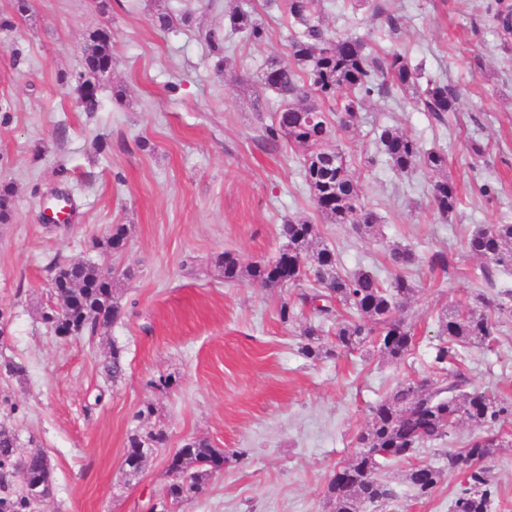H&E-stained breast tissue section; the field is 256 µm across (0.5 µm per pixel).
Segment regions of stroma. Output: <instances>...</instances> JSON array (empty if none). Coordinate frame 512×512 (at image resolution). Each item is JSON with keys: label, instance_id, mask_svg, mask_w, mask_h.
Wrapping results in <instances>:
<instances>
[{"label": "stroma", "instance_id": "obj_1", "mask_svg": "<svg viewBox=\"0 0 512 512\" xmlns=\"http://www.w3.org/2000/svg\"><path fill=\"white\" fill-rule=\"evenodd\" d=\"M251 2L267 30L259 43L231 30L228 0H27L23 14L14 0H0V19L13 23L0 31V188L13 191L11 216L0 223V307L11 311L0 359L27 369L19 380L0 376V397L22 409L14 415L1 405L0 421L21 447L36 445L51 461L53 493L42 512H147L170 480L169 455L193 438L229 459L202 494L169 512H332L327 484L355 452L369 406L404 377L431 376L439 314L512 290V272L496 273L491 286L479 279L464 247L478 226L512 224V43L490 20L495 0H368L358 8L327 0L330 31L366 36L381 59L401 48L423 78L459 95L443 125L391 88L367 100L356 131L339 132L353 158L375 157L356 168L362 200L379 217L366 238L323 222L297 148L264 137L278 98L259 90L257 76L288 61L292 27L278 0ZM160 13L172 17L170 29L155 26ZM217 26L220 56L205 39ZM98 29L110 32L112 71L100 81L99 110L88 113L69 80ZM385 127L447 154L461 195L455 215L434 212L426 171L400 174L378 155L375 134ZM474 142L483 149L476 160ZM57 194L68 200L65 224L44 219ZM294 218L317 224L343 274L362 269L390 280L394 244L423 257L447 252V271L422 264L410 273L416 292L401 315L414 344L403 362L370 345L309 360L300 323L279 319L281 300H297L298 288L225 282L219 255L232 252L244 265L274 257L281 224ZM113 224L127 225L126 250H90L91 235ZM55 258L130 270L115 282L125 315L108 333L61 340L47 332L39 309ZM114 345L127 364L116 383L100 368ZM457 367L466 391L512 402V321L496 342L462 350ZM163 373L176 376L173 389L148 387ZM146 402L168 441L130 477L124 453L132 416ZM501 435L508 446L494 470L493 512H512V423ZM441 463L431 445L382 464L398 503L366 512H451L461 475L445 476L428 499L415 498L404 480L412 466Z\"/></svg>", "mask_w": 512, "mask_h": 512}]
</instances>
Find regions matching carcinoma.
Returning <instances> with one entry per match:
<instances>
[{
	"mask_svg": "<svg viewBox=\"0 0 512 512\" xmlns=\"http://www.w3.org/2000/svg\"><path fill=\"white\" fill-rule=\"evenodd\" d=\"M284 13L302 26L290 42L291 62L270 63L258 76L259 83L277 94L279 107L274 120L265 126V138L276 143L286 140L301 151L304 178L313 203L324 220L331 224H349L362 236L376 234L378 217L362 201L359 183L352 172V159L334 143L335 129L357 128L365 101L385 84L412 95L418 107L444 123L457 110L458 94L448 85L433 79L421 82L403 52L395 50L383 60L374 56L360 37L333 35L323 25L324 0H284ZM232 30L245 34L253 42L266 35L265 26L253 14L252 6L235 5L227 14ZM91 53L84 59L83 74L92 75L100 64L112 60L109 39L96 31L89 35ZM381 153L392 169L412 172L424 168L433 174L431 205L443 218L457 212L460 204L458 186L448 178V158L437 149H425L412 136L391 127L378 134ZM282 248L292 261L290 280L280 273L282 254L261 259L243 267L230 252L221 254L217 264L224 280L233 282L244 277L266 288L300 285L313 279L316 287L299 295L300 305L286 300L279 308L280 320L294 322L307 309L302 336V354L313 360L352 352L370 337L381 356L400 363L409 354L414 336L400 315V306L414 294L416 286L407 271L419 263L418 255L397 244L389 257L397 269L387 283L369 271L342 275L337 269L335 253L317 242L315 225L304 219H290L281 225ZM126 227L113 224L91 242L108 253L124 249ZM468 253L481 261L479 271L485 282L493 281L499 270H512V224H489L472 232L465 242ZM50 298L55 309L68 323L85 320L81 334L96 336L112 327L122 314L114 297V277H106L93 263L47 265ZM479 304L459 303L440 317V344L435 348L433 364L438 378L417 383L401 379L392 392L369 408V423L357 438V450L345 464L347 481L331 478L327 498L333 512H365L375 504H390L396 492L376 470L386 461L414 455L426 444L444 443L456 425L464 421L472 429L467 446L460 452L442 451V466H417L405 476L416 498L431 496L445 473L464 476V487L454 499L455 512H491L496 495L491 476L492 460L502 446L499 427L512 418V403L496 399L485 392L462 390L464 378L449 367L459 351L473 345L496 340L502 322L512 319V292L504 290L495 303L478 296ZM349 314L338 319V307ZM336 321L330 346L321 342L324 324ZM104 375L116 382L125 375L122 348L114 345L101 362ZM155 416V407L144 404L133 416L137 422L128 436L125 462L128 474L142 471L152 453L167 441L160 425L143 427ZM176 471L170 474L164 493L179 502L200 494L209 476L220 470L224 449L206 439H192L173 455ZM48 482L35 462L25 458L18 448L15 432L0 424V512H35L36 503L28 492L34 484Z\"/></svg>",
	"mask_w": 512,
	"mask_h": 512,
	"instance_id": "1",
	"label": "carcinoma"
}]
</instances>
